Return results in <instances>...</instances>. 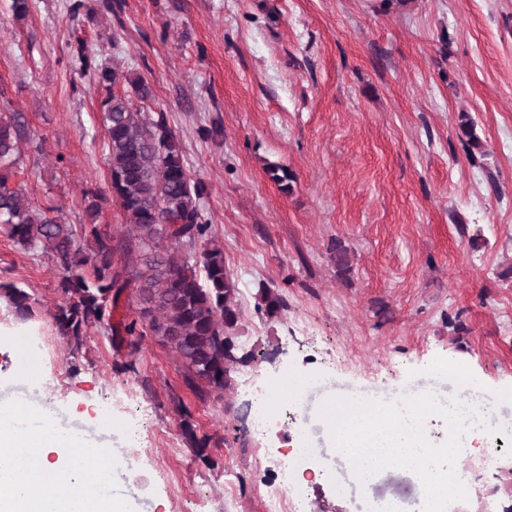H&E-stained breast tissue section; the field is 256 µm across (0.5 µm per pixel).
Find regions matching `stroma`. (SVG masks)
I'll return each mask as SVG.
<instances>
[{
	"label": "stroma",
	"mask_w": 512,
	"mask_h": 512,
	"mask_svg": "<svg viewBox=\"0 0 512 512\" xmlns=\"http://www.w3.org/2000/svg\"><path fill=\"white\" fill-rule=\"evenodd\" d=\"M81 50L149 83L143 111L165 114L203 181L246 359L201 401L154 336L134 352L98 327L64 339L51 318L58 267L0 231V284L33 300L23 322L0 298V388L27 389L88 431L111 420L104 439L132 462L116 482L131 512H264L254 477L299 437L276 424L259 446L250 428L260 399H288L270 389L289 373L304 386L299 415L318 427L310 512L424 508L411 470L356 478L320 428L326 402L365 386L378 400L490 402L499 466L474 474L462 451L456 471L483 493L452 512H512V0H31L22 19L0 0V94L37 140L15 179L75 225L84 190L106 195L109 178L105 91L81 74ZM465 116L482 142L472 157ZM101 207L102 229L126 239L118 201ZM264 285L284 302L272 316L257 307ZM21 359L39 384L17 375ZM182 403L205 452L183 431Z\"/></svg>",
	"instance_id": "1"
}]
</instances>
